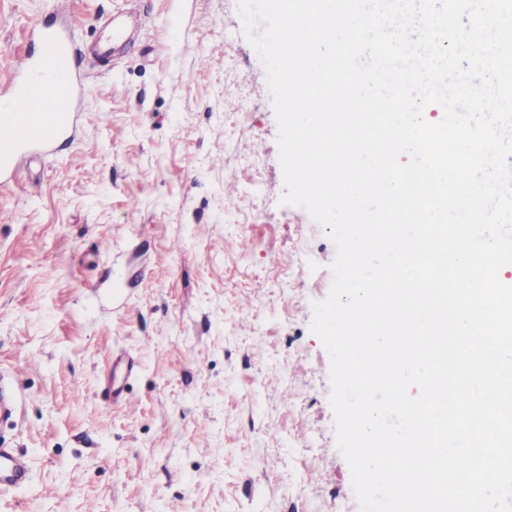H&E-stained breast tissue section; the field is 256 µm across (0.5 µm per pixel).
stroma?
Wrapping results in <instances>:
<instances>
[{"instance_id":"1","label":"stroma","mask_w":512,"mask_h":512,"mask_svg":"<svg viewBox=\"0 0 512 512\" xmlns=\"http://www.w3.org/2000/svg\"><path fill=\"white\" fill-rule=\"evenodd\" d=\"M38 23L92 121L0 185V448L31 468L0 512H360L310 330L336 248L280 202L238 0H0V81Z\"/></svg>"}]
</instances>
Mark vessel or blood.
Masks as SVG:
<instances>
[{"mask_svg":"<svg viewBox=\"0 0 512 512\" xmlns=\"http://www.w3.org/2000/svg\"><path fill=\"white\" fill-rule=\"evenodd\" d=\"M41 51L23 56L9 83L13 109L0 114V178L19 159L46 152L68 138L78 122L74 110L80 65L69 36L52 26L38 33ZM30 469L20 456L0 449V492L27 483Z\"/></svg>","mask_w":512,"mask_h":512,"instance_id":"vessel-or-blood-1","label":"vessel or blood"}]
</instances>
